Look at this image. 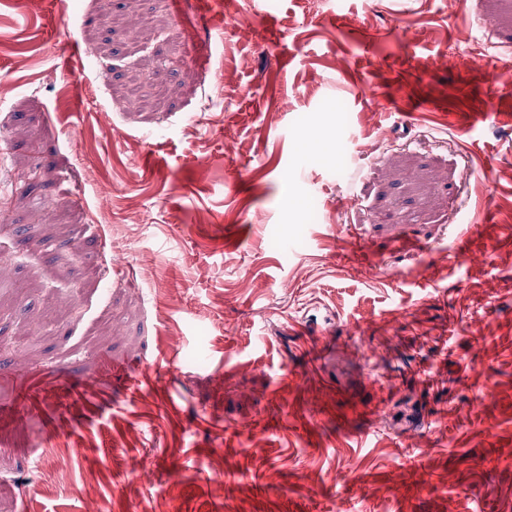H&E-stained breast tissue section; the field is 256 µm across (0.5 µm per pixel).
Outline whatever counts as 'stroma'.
Returning a JSON list of instances; mask_svg holds the SVG:
<instances>
[{
	"instance_id": "35a3bbf8",
	"label": "stroma",
	"mask_w": 512,
	"mask_h": 512,
	"mask_svg": "<svg viewBox=\"0 0 512 512\" xmlns=\"http://www.w3.org/2000/svg\"><path fill=\"white\" fill-rule=\"evenodd\" d=\"M10 178L0 512H512V0H0Z\"/></svg>"
}]
</instances>
